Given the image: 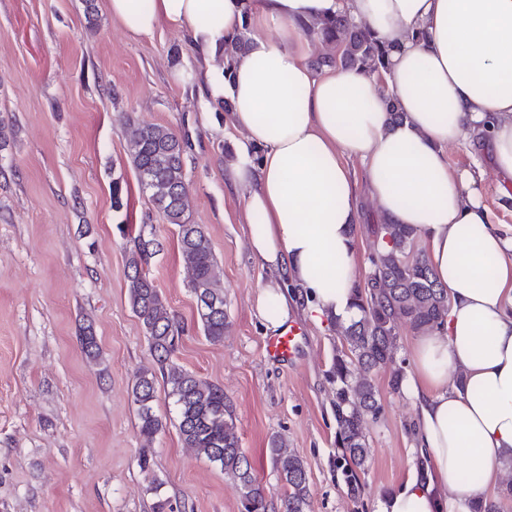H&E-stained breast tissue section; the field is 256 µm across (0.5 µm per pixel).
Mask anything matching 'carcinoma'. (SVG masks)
I'll return each instance as SVG.
<instances>
[{
    "label": "carcinoma",
    "instance_id": "cac0c4a2",
    "mask_svg": "<svg viewBox=\"0 0 512 512\" xmlns=\"http://www.w3.org/2000/svg\"><path fill=\"white\" fill-rule=\"evenodd\" d=\"M306 32L325 48L311 63L316 70L340 67L378 73L385 68L387 45L363 22L337 15L307 26ZM248 42L245 24L224 39V80H230L236 57ZM127 155L152 209L166 223L178 227L191 291L204 286L219 306L217 311L197 309L204 335L212 342L224 341L228 321L221 288L223 271L205 230L190 220L185 140L168 126L142 121L134 125ZM379 231L390 249L376 250L371 256L370 270L356 288L361 318L341 328L344 351L336 355L329 375L342 448L336 469L355 496L360 490L359 474L369 463L365 424L381 410L372 373L394 362L400 327L418 334L432 333L443 329L448 317V293L436 281L424 253L416 248L413 229L386 220ZM158 247L154 232L144 224L134 237L127 261L130 305L142 321L158 366L156 372L144 371L132 386L140 434L149 441L164 429L162 417L154 409L155 384L160 376L169 387L183 443L233 479L244 499L245 512H267L264 490L239 446L234 411L224 389L171 361L182 328L159 288L144 272ZM269 453L283 487L280 512H306L310 490L303 460L279 436L271 438ZM511 497L512 481L505 484L501 496L478 498L473 512H501V499Z\"/></svg>",
    "mask_w": 512,
    "mask_h": 512
}]
</instances>
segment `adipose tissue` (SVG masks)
I'll list each match as a JSON object with an SVG mask.
<instances>
[{
    "label": "adipose tissue",
    "instance_id": "1",
    "mask_svg": "<svg viewBox=\"0 0 512 512\" xmlns=\"http://www.w3.org/2000/svg\"><path fill=\"white\" fill-rule=\"evenodd\" d=\"M106 11L134 36L183 34L213 99H231L245 140L229 178L249 249L270 273L254 295L266 327L288 321L292 284L312 321L360 319L359 188L382 217L415 230L449 304L443 330L415 338L405 380L431 466L376 512H471L512 462V230L495 229L485 200L487 172L512 180V0H106ZM340 13L389 45L381 74L310 65L304 25ZM245 24L248 46L225 76L216 57ZM391 101L403 114L395 124ZM457 145L489 164L450 166ZM348 155L363 162V183ZM466 459L476 484L459 478Z\"/></svg>",
    "mask_w": 512,
    "mask_h": 512
}]
</instances>
